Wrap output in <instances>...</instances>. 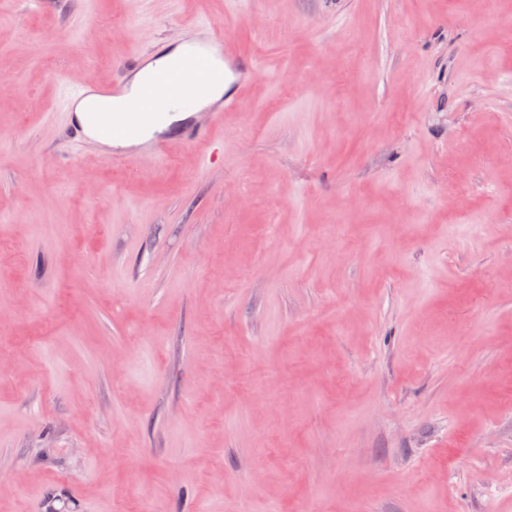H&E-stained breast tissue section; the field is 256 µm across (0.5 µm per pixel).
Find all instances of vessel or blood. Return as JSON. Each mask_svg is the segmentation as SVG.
<instances>
[{
    "instance_id": "obj_1",
    "label": "vessel or blood",
    "mask_w": 512,
    "mask_h": 512,
    "mask_svg": "<svg viewBox=\"0 0 512 512\" xmlns=\"http://www.w3.org/2000/svg\"><path fill=\"white\" fill-rule=\"evenodd\" d=\"M183 48L185 53L178 65L151 74L142 84H135L134 78L146 69L149 60L136 52L124 79L109 84L88 80L72 89L65 98L70 142H83L91 130L117 137L132 134L146 115L164 112L172 101L179 100L200 106L204 119L182 123L171 136H151L141 143L140 150L158 161L173 149L207 143L213 129L223 124L225 112L258 80L261 71L235 36L207 19L195 22L193 36L184 41ZM219 75L227 89L217 98L212 86ZM90 97L110 101L111 106L77 112V105Z\"/></svg>"
}]
</instances>
